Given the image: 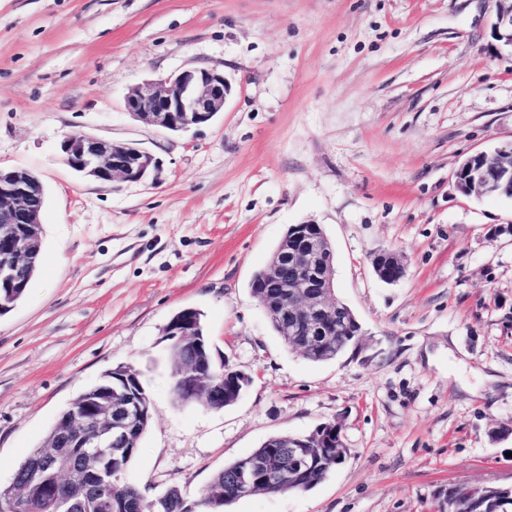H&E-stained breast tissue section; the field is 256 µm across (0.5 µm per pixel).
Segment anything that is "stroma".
Wrapping results in <instances>:
<instances>
[{"label":"stroma","mask_w":512,"mask_h":512,"mask_svg":"<svg viewBox=\"0 0 512 512\" xmlns=\"http://www.w3.org/2000/svg\"><path fill=\"white\" fill-rule=\"evenodd\" d=\"M498 0H0V167L45 185L43 257L0 316V483L84 389L132 367L152 421L124 478L149 499L279 434L340 426L316 487L224 512H436L466 484L512 487V201L461 194L468 156L512 143V48ZM223 71V112L162 133L131 86ZM85 132L160 162L138 183L81 179ZM321 225L336 296L362 329L336 359L285 347L249 288L289 226ZM406 272L378 279L372 255ZM203 315L233 405L179 404L165 327ZM498 1L500 6L493 24L494 35L504 46L512 48V1ZM372 264L376 276L389 284L398 282L406 272L402 257L392 250L376 251Z\"/></svg>","instance_id":"35a3bbf8"}]
</instances>
